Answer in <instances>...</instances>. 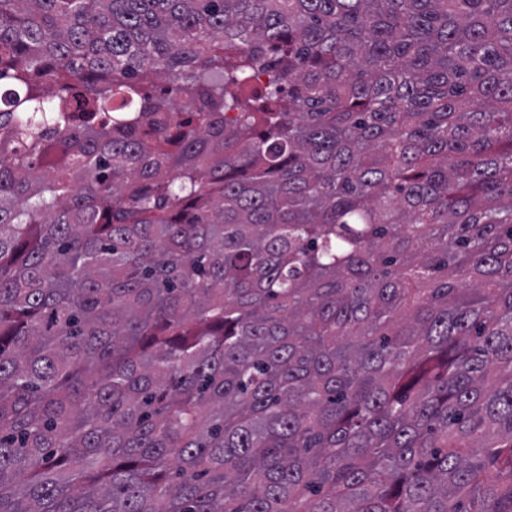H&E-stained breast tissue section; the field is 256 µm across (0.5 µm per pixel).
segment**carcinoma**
Instances as JSON below:
<instances>
[{
	"label": "carcinoma",
	"mask_w": 512,
	"mask_h": 512,
	"mask_svg": "<svg viewBox=\"0 0 512 512\" xmlns=\"http://www.w3.org/2000/svg\"><path fill=\"white\" fill-rule=\"evenodd\" d=\"M0 512H512V0H0Z\"/></svg>",
	"instance_id": "obj_1"
}]
</instances>
